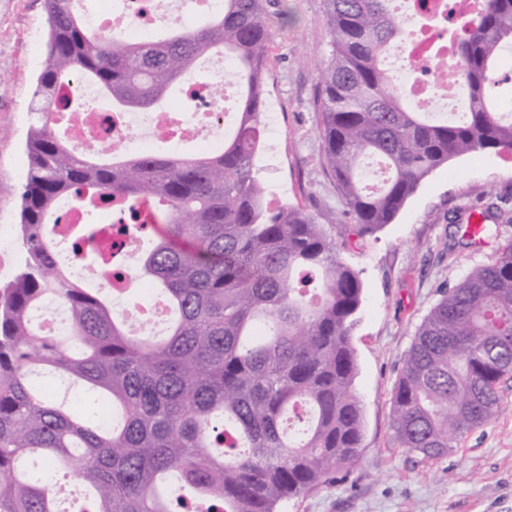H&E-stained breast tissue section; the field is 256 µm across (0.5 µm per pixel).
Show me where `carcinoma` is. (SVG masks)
Wrapping results in <instances>:
<instances>
[{"label":"carcinoma","instance_id":"1","mask_svg":"<svg viewBox=\"0 0 512 512\" xmlns=\"http://www.w3.org/2000/svg\"><path fill=\"white\" fill-rule=\"evenodd\" d=\"M269 0H224L194 29L150 40L99 35L75 0H44V68L32 93L28 165L20 192V251L0 281V512H59L53 470L86 488L78 512H277L287 499L358 462L363 412L352 330L359 272L313 214L274 206L258 176L267 125ZM330 52L318 76L325 159L359 237L392 223L421 182L452 158L512 154V118L492 103L496 62L512 45V0H480L448 28L439 64L461 68L460 120L409 108L385 66L405 36L392 0H321ZM234 62L240 92L224 146L186 157L95 159L63 140L50 115L70 77L128 111L157 106L195 63ZM367 159L385 178L370 190ZM70 198L128 210L123 231L149 248L135 264L112 243L116 276L149 284L171 311L162 335L112 315L105 289L69 276L50 226ZM97 224L70 234L93 241ZM54 297L69 312L65 339L32 329L29 310ZM80 386L54 402L33 375ZM512 374V244L442 292L419 325L392 392L400 446L428 458L457 447L497 412Z\"/></svg>","mask_w":512,"mask_h":512}]
</instances>
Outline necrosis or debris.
I'll list each match as a JSON object with an SVG mask.
<instances>
[{"label": "necrosis or debris", "instance_id": "4bbe7bcc", "mask_svg": "<svg viewBox=\"0 0 512 512\" xmlns=\"http://www.w3.org/2000/svg\"><path fill=\"white\" fill-rule=\"evenodd\" d=\"M436 5L435 17L419 14L410 24L417 37L394 47L399 57L418 58L419 72L402 68L395 71L398 82L408 89L417 105L430 107L439 101L461 99L463 81L458 69H437L430 53L437 36L449 24L460 19L466 7L464 0L448 4L447 0H431ZM224 9L223 0H116L110 7H101L89 15L87 25L95 33L118 32L132 41L146 33L180 25L184 12L208 17ZM227 58L218 57L209 67L206 79L190 82L184 96L185 106H164L151 112H131L103 103L87 107V100L96 98L97 90L78 81L65 85L61 98L51 108L55 121L64 122V132L75 148L103 156L119 151L126 155L149 152L158 133H165L167 142L193 143L212 151L223 147L224 136L233 123V114L225 104L212 98L215 86L232 85ZM67 269L73 276L90 279L106 286L119 306H132L133 319L142 327H156L167 314L163 299L150 293L143 300L129 303L130 281L113 276L111 270L86 264L83 254L67 252Z\"/></svg>", "mask_w": 512, "mask_h": 512}]
</instances>
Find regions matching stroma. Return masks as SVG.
<instances>
[{"instance_id":"obj_1","label":"stroma","mask_w":512,"mask_h":512,"mask_svg":"<svg viewBox=\"0 0 512 512\" xmlns=\"http://www.w3.org/2000/svg\"><path fill=\"white\" fill-rule=\"evenodd\" d=\"M280 2L288 22L272 29L266 84L277 157L260 175L277 203L303 207L322 224H346L318 130L317 81L330 41L321 0ZM44 34L43 0H0V224L19 223L17 169L27 163ZM500 201L512 207V158L466 154L426 177L391 224L339 246L340 258L363 283L353 331L364 419L360 458L351 473L289 500L284 512H512V375L498 386L495 416L436 459L399 447L392 410L403 357L441 287L491 262L512 242V224L490 230L479 247L449 248V233L473 211Z\"/></svg>"}]
</instances>
